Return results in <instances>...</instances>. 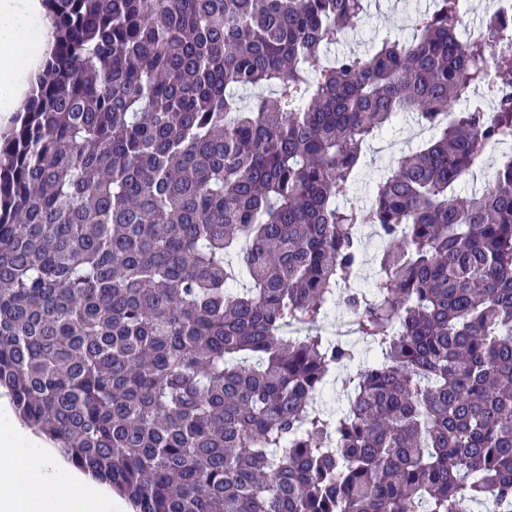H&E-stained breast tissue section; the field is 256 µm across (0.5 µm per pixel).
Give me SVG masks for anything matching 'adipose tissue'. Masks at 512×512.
<instances>
[{"label": "adipose tissue", "mask_w": 512, "mask_h": 512, "mask_svg": "<svg viewBox=\"0 0 512 512\" xmlns=\"http://www.w3.org/2000/svg\"><path fill=\"white\" fill-rule=\"evenodd\" d=\"M42 0H0V125L8 124L53 45ZM41 20L31 31V20ZM10 398L0 391V512H110L112 490L71 467L53 445L9 414Z\"/></svg>", "instance_id": "ef3b65f1"}]
</instances>
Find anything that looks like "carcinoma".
<instances>
[{"label": "carcinoma", "mask_w": 512, "mask_h": 512, "mask_svg": "<svg viewBox=\"0 0 512 512\" xmlns=\"http://www.w3.org/2000/svg\"><path fill=\"white\" fill-rule=\"evenodd\" d=\"M43 2L48 76L0 130L19 419L136 512H512V157L452 193L512 135V97L473 96L512 88V18L470 41L438 0L329 62L364 0ZM403 115L436 137L344 204ZM340 292L370 362L321 331ZM365 230V238L362 239V251H363V264L361 267V275L359 276V281L362 287H366L367 283L371 281L375 274L376 270V256L379 252V248H373L369 244V240L372 238L371 233L373 231V227L370 225H364L361 227V233ZM374 239V238H372ZM345 376L344 369H337L331 374L330 382L323 395L321 405L330 413H336L346 406V400L342 389V380Z\"/></svg>", "instance_id": "obj_1"}]
</instances>
